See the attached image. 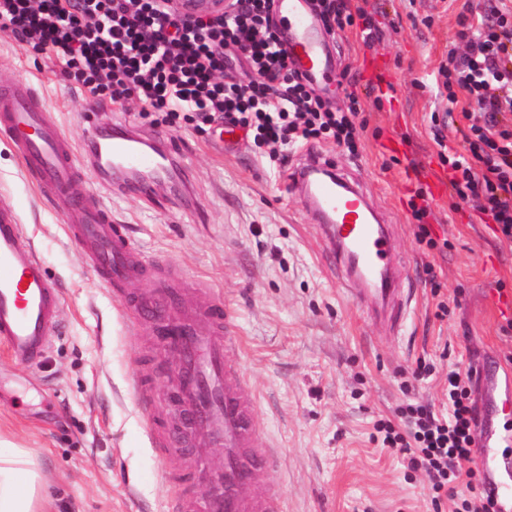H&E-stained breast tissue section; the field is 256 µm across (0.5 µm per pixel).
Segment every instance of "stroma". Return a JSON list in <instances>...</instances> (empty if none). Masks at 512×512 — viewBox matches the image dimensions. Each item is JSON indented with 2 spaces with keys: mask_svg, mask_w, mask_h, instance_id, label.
I'll return each mask as SVG.
<instances>
[{
  "mask_svg": "<svg viewBox=\"0 0 512 512\" xmlns=\"http://www.w3.org/2000/svg\"><path fill=\"white\" fill-rule=\"evenodd\" d=\"M380 39L365 45L346 32L333 46L347 80L387 90L374 108L359 158L317 144L359 184L392 224L397 251L411 265L417 294L405 329L373 325L347 295L330 248L292 189L288 175L307 164L305 149L285 168L254 154L249 139L223 149L207 135L154 126L140 106L113 107L115 123L172 145L184 168L155 201L104 187L84 164L76 185L99 195L129 227L144 255L176 271V287L212 291L230 311L245 394L256 408L261 439L281 465L260 491L276 490L284 512H437L421 473L371 439L373 423L403 402L442 406L449 369L460 361L494 367L474 384L477 406L512 400V243L500 240L470 205L452 207L448 171L429 131L445 98L422 89L427 75L462 52L457 7L446 0H370ZM29 79L63 132L81 142L93 115L58 64L33 62L0 32V82ZM426 195L428 222L448 251L420 247L408 201ZM19 211L49 278L61 290L62 327L34 364L0 345V435L27 449L54 493L43 512H167L161 467L129 391L140 354L154 338L133 329L69 240L58 206L40 196L20 160L0 139V202ZM440 271L449 313L422 269ZM420 359L433 376L403 391L400 373Z\"/></svg>",
  "mask_w": 512,
  "mask_h": 512,
  "instance_id": "1",
  "label": "stroma"
}]
</instances>
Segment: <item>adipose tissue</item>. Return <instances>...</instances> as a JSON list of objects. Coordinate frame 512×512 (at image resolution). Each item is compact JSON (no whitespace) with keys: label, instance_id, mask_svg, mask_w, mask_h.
Returning a JSON list of instances; mask_svg holds the SVG:
<instances>
[{"label":"adipose tissue","instance_id":"1","mask_svg":"<svg viewBox=\"0 0 512 512\" xmlns=\"http://www.w3.org/2000/svg\"><path fill=\"white\" fill-rule=\"evenodd\" d=\"M45 486L32 456L0 438V512H36Z\"/></svg>","mask_w":512,"mask_h":512}]
</instances>
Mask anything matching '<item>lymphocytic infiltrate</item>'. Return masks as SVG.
<instances>
[{"mask_svg": "<svg viewBox=\"0 0 512 512\" xmlns=\"http://www.w3.org/2000/svg\"><path fill=\"white\" fill-rule=\"evenodd\" d=\"M273 3L242 0L219 20L185 17L170 0H96L91 7L85 0H0V32L57 61L62 76L92 101L132 100L172 127L206 133L222 122L252 131L253 150L279 165L289 151L322 140L357 157L364 132L356 124L360 96L373 94V86L348 92L346 110L331 109L289 65ZM315 12L327 33L354 30L368 46L379 35L361 0H316ZM458 25L466 51L441 69L437 88L461 107L463 148L448 147L446 123L435 112L430 133L454 202L472 205L512 241V0H485L480 8L465 0ZM242 61L248 81L225 79ZM475 375L470 365L449 371L447 414L408 402L374 423L376 440L423 473L433 502L448 501V512H497L486 489L466 497L456 492L476 477L469 466L478 423Z\"/></svg>", "mask_w": 512, "mask_h": 512, "instance_id": "1", "label": "lymphocytic infiltrate"}]
</instances>
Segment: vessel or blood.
Masks as SVG:
<instances>
[{"label":"vessel or blood","mask_w":512,"mask_h":512,"mask_svg":"<svg viewBox=\"0 0 512 512\" xmlns=\"http://www.w3.org/2000/svg\"><path fill=\"white\" fill-rule=\"evenodd\" d=\"M274 7L288 28L285 48L291 65L313 79L328 80L336 71V58L307 0H275ZM96 116L78 150L44 111L30 81L21 78L0 90V135L34 176L40 192L57 203L71 241L98 283L112 293L119 309L137 312L180 375L178 397L189 414L181 433L167 432L148 374L140 369L131 379L155 454L163 459L177 456L187 432L200 446L218 441L224 448L218 485H207L201 471L185 464L163 469L161 481L170 491L168 512H283L281 501L273 496L248 495L256 479L276 467L278 455L258 441L254 405L243 394L244 377L232 359L240 344L231 332L226 307L211 297L177 295L160 281L139 289L148 260L125 225L113 220L97 195L73 192L79 160L85 157L107 173L145 172L139 192L152 198L157 176L169 173L176 153L158 151L134 130L114 125L105 106H97ZM291 180L322 225L331 244V263L348 293L371 319L401 330L412 300L405 286L411 267L395 249L391 225L348 184L333 161L314 158L293 172ZM61 311L59 290L25 237L19 212L0 204V344L16 359L35 362L58 330ZM496 414V409L487 408L480 417L487 435L480 461L486 469L501 472L489 491L501 512H512V465L499 459L491 443Z\"/></svg>","instance_id":"vessel-or-blood-1"}]
</instances>
